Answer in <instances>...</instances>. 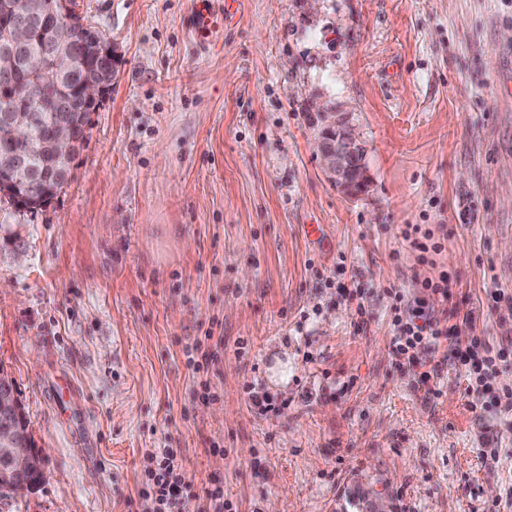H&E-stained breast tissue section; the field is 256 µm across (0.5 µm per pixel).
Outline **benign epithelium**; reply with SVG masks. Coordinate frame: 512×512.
<instances>
[{"label": "benign epithelium", "instance_id": "1", "mask_svg": "<svg viewBox=\"0 0 512 512\" xmlns=\"http://www.w3.org/2000/svg\"><path fill=\"white\" fill-rule=\"evenodd\" d=\"M33 15H53L81 29L86 36L80 62L86 76L78 87L84 103L94 109L109 90L113 51L110 40L95 26L72 12L68 0H15L0 13V65L8 67L17 49L29 41ZM75 62L67 44L55 40L46 51L25 59L26 79L0 87V101L10 105V115L0 121V141L18 142L23 155L45 159L47 177L56 172L55 164L70 161L80 143V129L66 110L37 98L34 99L37 77L48 70L64 72ZM53 112V127L48 140L34 139L30 128L41 119L42 112ZM316 130L314 148L323 172L342 192L355 198L366 186L368 177L360 133L346 112L319 108L310 114ZM0 195L16 206H24L27 179L23 162L14 160L6 172L0 171ZM23 411L9 376L0 368V479L8 484L28 486L35 473L43 471L44 452L31 445L29 425L22 421Z\"/></svg>", "mask_w": 512, "mask_h": 512}]
</instances>
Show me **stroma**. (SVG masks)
<instances>
[{
  "label": "stroma",
  "mask_w": 512,
  "mask_h": 512,
  "mask_svg": "<svg viewBox=\"0 0 512 512\" xmlns=\"http://www.w3.org/2000/svg\"><path fill=\"white\" fill-rule=\"evenodd\" d=\"M223 5L75 0L114 78L50 203L0 201V368L44 451L0 512H145L164 450L188 512H512V0ZM322 104L362 136L359 197L314 153ZM391 286L453 330L428 382L393 364ZM465 350L502 356L473 396ZM404 240L409 243L412 249L418 251L419 258L425 262L430 252H438L442 248L441 242L436 241L433 233L429 229L422 231V224L408 225V230L404 233Z\"/></svg>",
  "instance_id": "35a3bbf8"
}]
</instances>
